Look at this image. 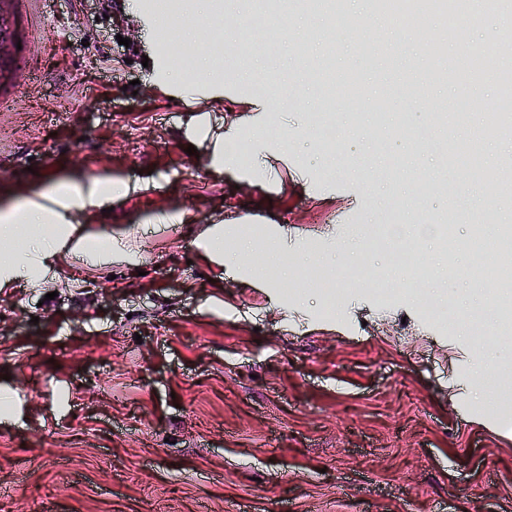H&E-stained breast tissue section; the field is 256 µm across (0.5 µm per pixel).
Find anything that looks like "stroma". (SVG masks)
Here are the masks:
<instances>
[{
    "instance_id": "35a3bbf8",
    "label": "stroma",
    "mask_w": 512,
    "mask_h": 512,
    "mask_svg": "<svg viewBox=\"0 0 512 512\" xmlns=\"http://www.w3.org/2000/svg\"><path fill=\"white\" fill-rule=\"evenodd\" d=\"M146 2L106 18L41 0L29 87L0 109V212L60 181L121 185L76 217L96 254L55 243L46 275L0 279V512H512V400L477 381L512 391V335L481 343L512 311L471 282L466 246L512 224V168L487 167L500 194L452 252L437 227L467 173L410 136L459 85H434L411 126L379 120L378 59L303 9L271 20L247 68L213 69L196 47L239 42L234 0L231 24L184 8L187 83L154 69L171 16ZM332 51L364 83L345 109L311 86ZM390 217L421 289L361 243ZM474 308L484 322H463Z\"/></svg>"
}]
</instances>
